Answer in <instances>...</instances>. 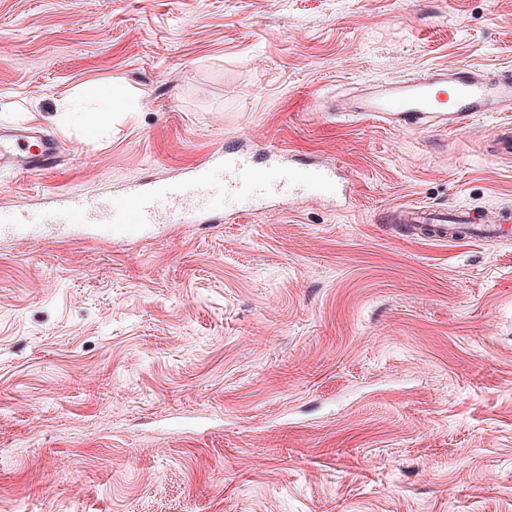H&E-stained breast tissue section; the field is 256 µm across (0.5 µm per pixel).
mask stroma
<instances>
[{"label": "stroma", "instance_id": "1", "mask_svg": "<svg viewBox=\"0 0 512 512\" xmlns=\"http://www.w3.org/2000/svg\"><path fill=\"white\" fill-rule=\"evenodd\" d=\"M452 65L512 68V0H0V131L61 152L0 171V210L115 198L238 142L339 165L350 193L1 235L0 512H512V240L387 221L512 208V161L485 150L512 112L339 114ZM86 86L135 112L55 121Z\"/></svg>", "mask_w": 512, "mask_h": 512}]
</instances>
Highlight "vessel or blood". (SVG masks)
<instances>
[{"mask_svg":"<svg viewBox=\"0 0 512 512\" xmlns=\"http://www.w3.org/2000/svg\"><path fill=\"white\" fill-rule=\"evenodd\" d=\"M349 111L400 127L410 123L428 128L459 130L481 112H512V71H488L468 65L431 68L410 79L384 80L349 101ZM54 140L33 133H0V169L21 173L54 169ZM215 166L224 170V192L248 201L256 195L288 189L342 194L337 167L316 163L294 165L273 159L267 168L254 167L244 151L219 152ZM213 166L188 167L185 175L166 183L136 184L117 200L93 203L79 194L64 196L40 221L20 215H0L7 231L21 238L60 224L87 229L91 235L134 238L155 224H184L190 212L211 196ZM395 223L410 235L447 243L495 241L512 235V211L486 217L472 209L438 210L427 206L400 209Z\"/></svg>","mask_w":512,"mask_h":512,"instance_id":"vessel-or-blood-1","label":"vessel or blood"}]
</instances>
